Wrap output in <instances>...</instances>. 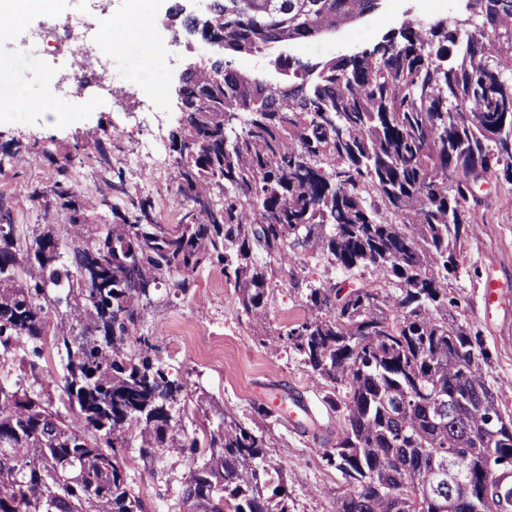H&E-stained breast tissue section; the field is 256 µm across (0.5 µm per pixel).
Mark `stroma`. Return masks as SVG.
<instances>
[{"label": "stroma", "instance_id": "1", "mask_svg": "<svg viewBox=\"0 0 512 512\" xmlns=\"http://www.w3.org/2000/svg\"><path fill=\"white\" fill-rule=\"evenodd\" d=\"M108 28L120 38L112 72L117 79L127 72L143 71L144 59L137 53V45H152L160 62L173 49L159 29L127 27L119 14L110 17ZM18 42L15 36L0 41V92L22 89L42 100L43 86L34 77L38 62L19 53ZM178 76V71L172 70L160 77L167 120L151 129L164 143L157 156L144 154L134 127L141 100L136 87L126 88L121 99L95 103L91 87L67 83L60 100L45 102L40 111L21 114L15 121L0 120V154L10 156L0 166V200L10 206L21 238L31 239L51 224L60 244L68 243L67 225L57 222L54 209L33 200L31 192L50 189L57 179L58 164L69 158L78 195L97 196L102 177L97 154L76 152L77 145L95 138L103 141L113 168L122 171L130 193L152 196L158 222L179 223L185 203L173 183L176 155L170 147L180 117L173 92ZM79 98L90 102L83 117L74 122L64 120L60 115L63 105ZM16 142L27 144V151L10 154ZM35 143L50 147L53 158L33 152ZM475 196L473 233L463 245L459 274L450 281L449 290L459 300L453 310L455 317L478 331L490 355L487 380L498 389L501 411L510 415L512 389L504 388L502 382L512 379V184L492 180L482 184ZM491 277L507 282L509 289L501 306L489 313L481 290ZM152 300L143 318V332L159 346L170 378L187 382L204 400L202 413L179 422L177 436L191 435L203 422L217 423L228 407L241 419L251 420L253 403L271 392L301 395L308 403L313 431H303L285 417L264 421L266 458L288 477V512H334V497L343 478L323 453L335 443L342 420L325 404L326 391L314 380L302 356L285 342L274 347L260 345L221 268L201 271L188 295L177 294L163 284L154 290ZM309 315L303 290L290 281L280 282L274 290L271 325L281 328ZM125 455L128 482L147 512H180L181 488L193 465L190 452H167L150 470L144 469L137 448H127Z\"/></svg>", "mask_w": 512, "mask_h": 512}]
</instances>
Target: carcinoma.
<instances>
[{
	"instance_id": "cac0c4a2",
	"label": "carcinoma",
	"mask_w": 512,
	"mask_h": 512,
	"mask_svg": "<svg viewBox=\"0 0 512 512\" xmlns=\"http://www.w3.org/2000/svg\"><path fill=\"white\" fill-rule=\"evenodd\" d=\"M381 2L172 7L176 33L224 41L183 85L172 134L173 180L189 202L180 223H157L148 194L112 204L128 194L120 171L79 199L66 164L32 197H52L67 245L51 224L22 241L0 201V353L22 348L33 373L46 341L65 352L59 399L77 421L0 383V512H145L122 453L132 438L145 467L176 446L208 449L184 482L185 512H273L264 436L226 408L203 438L176 444L187 385L140 333L141 286L167 280L186 293L209 266L233 283L259 343L286 339L329 389L343 419L324 453L345 480L335 512H512V416L448 293L472 234L471 178L512 183V0H468L461 22H405L316 62L286 51ZM276 47V83L228 60ZM102 207L112 223L85 235V212ZM310 255L343 279L305 284L311 316L267 330L277 281ZM88 266L98 278L73 283L71 269ZM62 299L76 336L49 333Z\"/></svg>"
}]
</instances>
